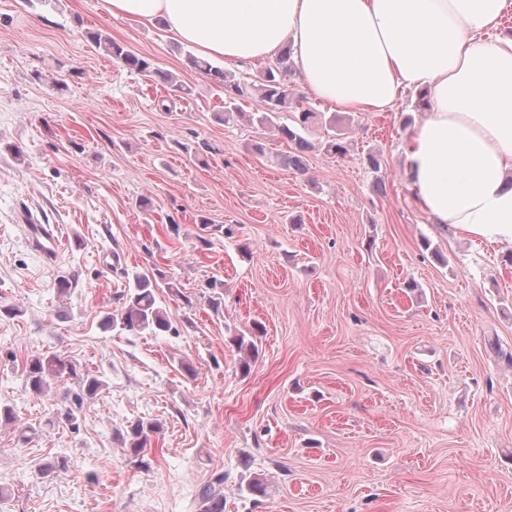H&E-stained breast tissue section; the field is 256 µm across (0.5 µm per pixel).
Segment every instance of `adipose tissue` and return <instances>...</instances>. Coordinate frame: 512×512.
Wrapping results in <instances>:
<instances>
[{
	"label": "adipose tissue",
	"instance_id": "adipose-tissue-1",
	"mask_svg": "<svg viewBox=\"0 0 512 512\" xmlns=\"http://www.w3.org/2000/svg\"><path fill=\"white\" fill-rule=\"evenodd\" d=\"M163 24L199 58L235 66L291 48L307 92L340 112H386L410 89L430 110L403 148L433 223L512 244V0H104Z\"/></svg>",
	"mask_w": 512,
	"mask_h": 512
}]
</instances>
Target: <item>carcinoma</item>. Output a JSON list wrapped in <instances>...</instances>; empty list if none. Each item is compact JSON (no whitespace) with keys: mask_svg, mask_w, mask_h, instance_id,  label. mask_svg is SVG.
I'll list each match as a JSON object with an SVG mask.
<instances>
[{"mask_svg":"<svg viewBox=\"0 0 512 512\" xmlns=\"http://www.w3.org/2000/svg\"><path fill=\"white\" fill-rule=\"evenodd\" d=\"M97 46L120 61L126 68L139 74L154 76L167 84L169 91L178 97L185 93L182 84L169 73H164L154 67L146 58L139 57L125 49L121 44L112 41L106 36L94 37ZM191 66L200 73L210 77L224 89V114L230 115L238 110L237 102L254 95L261 102V111L256 113L255 121L258 125H270L278 134L288 142L289 152L276 155L277 162L286 167L303 173L307 170L306 152L309 148L306 138L302 135L305 124L315 117V112L304 106L303 98L293 94L284 82V77L292 69L291 51L285 50L276 58V62L260 72L257 80L247 83L235 76L226 73L221 68L196 56L189 57ZM283 112H297L300 114L296 124L281 125L277 123ZM126 284L117 295L122 301L120 309L105 314L101 326L105 330H117L131 335L156 336L161 332L173 331V323L167 311L158 305L156 296L160 288L165 287L172 293H177L175 285L165 280L163 274L135 271L129 273L122 271ZM264 333L262 326L257 325L250 336L238 334L231 337V342L238 351L247 355L241 368L250 369L249 359L253 358L257 350V337ZM23 374L26 385L36 393H45L51 386L57 384L63 376L77 380L79 390H64L63 399L69 401L66 410V420L74 431L80 427V413L84 399L94 395L103 386L105 381L99 376L86 372L81 373L73 364L68 363L55 354H38L26 360ZM162 424L156 420H138L130 424L126 434L121 436L123 447L130 459L140 468L150 467L145 460V448L149 436L158 433ZM226 474H214L210 482L201 492L202 512H224V480ZM240 496L252 505L260 504V499L266 495L264 479L254 476L246 483L239 485Z\"/></svg>","mask_w":512,"mask_h":512,"instance_id":"cac0c4a2","label":"carcinoma"}]
</instances>
